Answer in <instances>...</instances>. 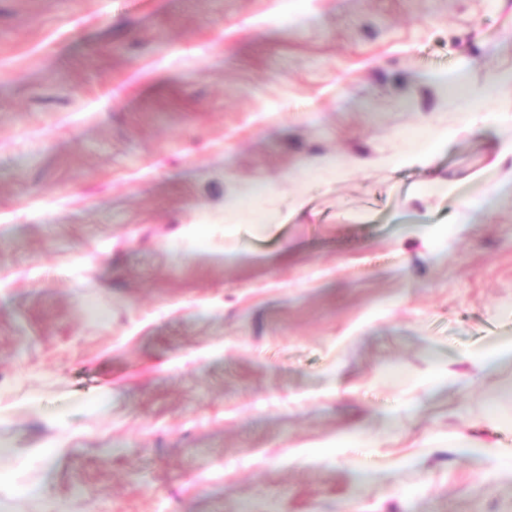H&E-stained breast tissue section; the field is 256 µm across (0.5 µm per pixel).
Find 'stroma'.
Returning a JSON list of instances; mask_svg holds the SVG:
<instances>
[{
	"label": "stroma",
	"mask_w": 512,
	"mask_h": 512,
	"mask_svg": "<svg viewBox=\"0 0 512 512\" xmlns=\"http://www.w3.org/2000/svg\"><path fill=\"white\" fill-rule=\"evenodd\" d=\"M510 145L512 0H0V512H512Z\"/></svg>",
	"instance_id": "1"
}]
</instances>
